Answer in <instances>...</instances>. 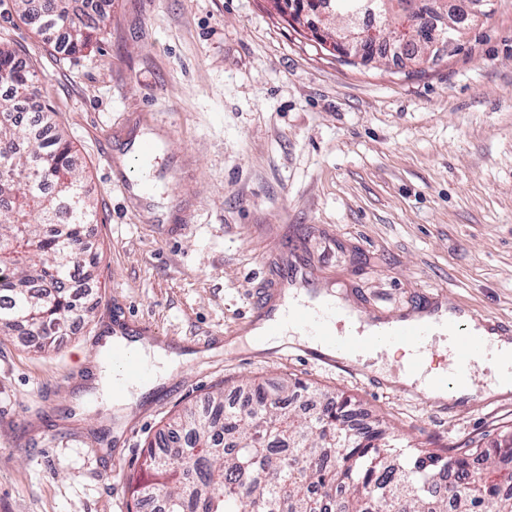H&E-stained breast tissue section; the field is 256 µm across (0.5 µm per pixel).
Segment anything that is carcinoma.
<instances>
[{
    "mask_svg": "<svg viewBox=\"0 0 512 512\" xmlns=\"http://www.w3.org/2000/svg\"><path fill=\"white\" fill-rule=\"evenodd\" d=\"M70 2L48 0L44 21L65 30L76 54L91 32ZM33 79L16 50L0 44V335L21 325L31 346L46 351L85 315L72 293L45 288L77 266L94 278L83 241L96 207L49 109L41 122L52 135L28 134L23 103ZM75 197L80 206L72 209ZM246 389L240 405L224 406L217 391L207 411L189 407L168 424L171 442L187 437L183 453L161 457L147 443L150 480L130 488L129 509L139 512L142 499L161 490L172 512H255L260 500L277 512H512V434L492 452L401 448L368 423L346 425V399L307 414L292 406L287 383L271 391L255 380ZM450 469L467 486L454 482L441 494L433 477Z\"/></svg>",
    "mask_w": 512,
    "mask_h": 512,
    "instance_id": "1",
    "label": "carcinoma"
}]
</instances>
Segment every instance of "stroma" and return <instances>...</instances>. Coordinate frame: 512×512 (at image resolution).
<instances>
[{"instance_id":"obj_1","label":"stroma","mask_w":512,"mask_h":512,"mask_svg":"<svg viewBox=\"0 0 512 512\" xmlns=\"http://www.w3.org/2000/svg\"><path fill=\"white\" fill-rule=\"evenodd\" d=\"M83 52L14 0L0 42L71 142L97 206L96 277L54 350L0 336V512H127L146 444L216 386L301 382L411 443L490 447L512 398L427 399L385 382L401 354L328 366L245 336L251 305L304 270L370 322L441 304L512 320V0H488L436 63L347 64L269 0H102ZM157 136L152 193L130 159ZM177 360L124 411L94 381L115 320Z\"/></svg>"}]
</instances>
